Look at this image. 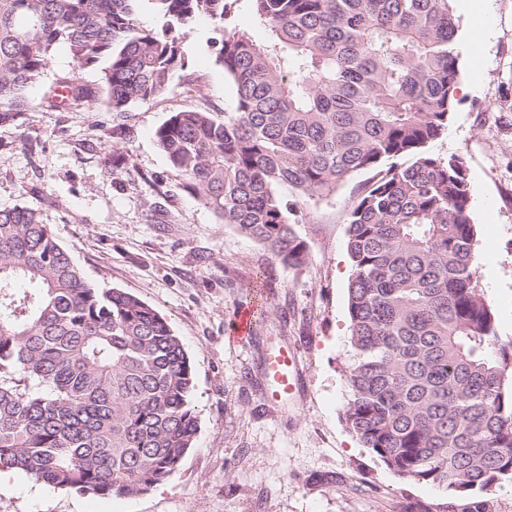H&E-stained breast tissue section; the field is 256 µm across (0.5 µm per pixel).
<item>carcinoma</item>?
I'll use <instances>...</instances> for the list:
<instances>
[{
    "mask_svg": "<svg viewBox=\"0 0 512 512\" xmlns=\"http://www.w3.org/2000/svg\"><path fill=\"white\" fill-rule=\"evenodd\" d=\"M0 0V123L59 46L102 67L114 112L186 69L200 17L224 33L216 61L234 111L173 113L156 131L183 189L217 219L299 268L291 217L372 171L347 214L344 419L396 475L443 489L460 512L512 479V342L476 277L463 157L429 152L457 99L453 0H249L267 38L234 25L240 0ZM96 93L67 77L58 109ZM30 287L25 288L23 284ZM193 365L148 303L88 282L41 212L0 207V469L97 496L165 482L194 446Z\"/></svg>",
    "mask_w": 512,
    "mask_h": 512,
    "instance_id": "1",
    "label": "carcinoma"
}]
</instances>
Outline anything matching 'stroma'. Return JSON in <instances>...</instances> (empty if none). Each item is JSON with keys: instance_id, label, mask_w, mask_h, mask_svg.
Here are the masks:
<instances>
[{"instance_id": "stroma-1", "label": "stroma", "mask_w": 512, "mask_h": 512, "mask_svg": "<svg viewBox=\"0 0 512 512\" xmlns=\"http://www.w3.org/2000/svg\"><path fill=\"white\" fill-rule=\"evenodd\" d=\"M459 20L457 105L430 143L465 158L477 226V278L502 342H512V0H454ZM221 32L202 19L184 43L186 73L161 94L115 112L104 100L59 110L42 98L57 78L100 89V68L58 49L29 91L30 106L0 124V207L40 210L86 279L151 305L194 368L196 443L147 493L103 498L35 483L0 487V512H437L446 492L394 475L348 429L347 213L362 171L310 205L297 231L309 260L297 269L219 221L188 193L155 132L173 113L232 111L234 87L216 62ZM257 304L249 337L239 311ZM294 350L295 395H266L263 360Z\"/></svg>"}]
</instances>
